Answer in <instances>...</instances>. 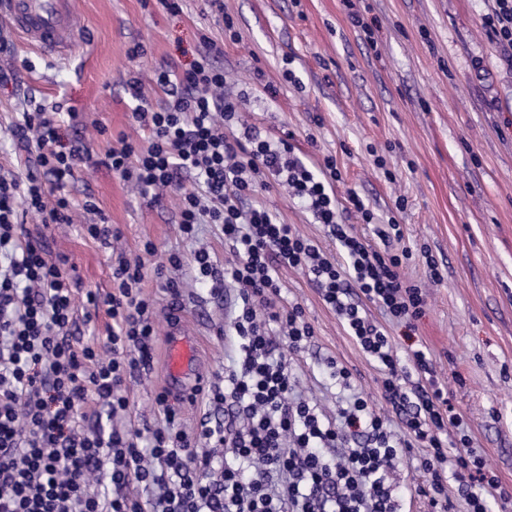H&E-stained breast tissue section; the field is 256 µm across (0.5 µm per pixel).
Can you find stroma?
Wrapping results in <instances>:
<instances>
[{
    "mask_svg": "<svg viewBox=\"0 0 512 512\" xmlns=\"http://www.w3.org/2000/svg\"><path fill=\"white\" fill-rule=\"evenodd\" d=\"M376 47H369L347 19L343 0H224L234 29L225 31L203 14L201 0H183L172 15L155 0H78L79 43L72 58L47 56L16 42V83L0 86V166H17L9 132L28 97L59 106L68 115L72 142L88 147L94 165L79 169L65 191L92 195L122 232L119 246L140 252L158 247L156 265L169 254L189 255L207 245L212 259L231 261L216 226L201 225L195 241L178 226V198L162 205L132 190L98 161L131 133L126 82L151 84L168 60L188 65L203 39L223 42L217 63L226 90L260 131L293 132L296 153L321 163L333 158L342 173L339 202L356 192L378 223L396 219L416 253L405 275L427 291V310L416 338L429 350L439 378L455 396L469 433L489 469L512 490V65L483 26L485 0H364ZM146 49L130 58L134 43ZM385 168H378L377 159ZM258 199L285 223L327 252L336 245L303 205L280 187ZM87 217L69 224L28 228L44 236L52 256L67 257L82 290H112L109 252L84 237ZM428 248L442 274L432 282L419 255ZM286 300L297 302L315 327L311 342L291 354L301 388L328 418L344 394L328 377L327 363L346 367L382 414L390 409L377 392L379 371L348 336L299 269L279 271ZM179 324L160 322L145 370L128 384L130 405L104 427L152 423L161 415L158 392L169 391L176 424L190 433L223 419V411L184 395L208 385L230 364L235 350L232 310L224 296L185 283ZM195 337L199 354L181 384L164 368L172 333Z\"/></svg>",
    "mask_w": 512,
    "mask_h": 512,
    "instance_id": "stroma-1",
    "label": "stroma"
}]
</instances>
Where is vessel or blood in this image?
<instances>
[{"instance_id":"vessel-or-blood-1","label":"vessel or blood","mask_w":512,"mask_h":512,"mask_svg":"<svg viewBox=\"0 0 512 512\" xmlns=\"http://www.w3.org/2000/svg\"><path fill=\"white\" fill-rule=\"evenodd\" d=\"M75 0H0V18L29 45L47 55L75 52ZM196 346L186 336L170 338L167 368L170 379L181 378L194 363Z\"/></svg>"}]
</instances>
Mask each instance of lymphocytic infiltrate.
Segmentation results:
<instances>
[{
    "label": "lymphocytic infiltrate",
    "instance_id": "lymphocytic-infiltrate-1",
    "mask_svg": "<svg viewBox=\"0 0 512 512\" xmlns=\"http://www.w3.org/2000/svg\"><path fill=\"white\" fill-rule=\"evenodd\" d=\"M483 24L512 61V0H489ZM221 44L205 42L190 67L155 70V105L137 77L127 86L137 137L123 136L102 164L151 203L163 190L179 198V226L195 238L199 225L219 227L233 259L218 266L207 249L190 258L171 254L172 269L191 268L195 284L214 295L237 290V362L207 389L223 410L215 426L191 434L175 427L167 393L155 397L163 420L154 425L86 430L89 404L110 415L129 406L127 380L149 364L159 310L144 292L157 253L146 242L129 258L111 253L113 289L79 292L64 257H50L41 236L26 228L68 224L74 210L93 215L85 236L103 244L119 238L92 197L74 200L63 188L92 156L67 144L64 115L44 105L23 111L10 128L18 148L34 153L25 171L0 172V512H402L398 467L421 472L433 512H449L457 491L468 512H490L512 501L472 446L463 414L437 380L423 349L399 357L392 334L411 336L425 313L421 285L405 277L413 258L396 221L378 224L358 194L348 201L373 227L372 246L345 223L336 199L341 179L333 159L310 166L294 153L293 133L261 135L242 125L224 94V70L214 64ZM194 177L185 186L181 174ZM288 187L340 248L328 255L294 225L262 204L242 199ZM303 270L324 304L378 368L384 416L356 391L351 372L328 362L329 375L349 397L329 419L295 393L280 342L299 351L314 336L300 304L284 303L278 272ZM383 314L373 319L367 304ZM106 312L102 346H74L75 310ZM144 485L147 499L124 491Z\"/></svg>",
    "mask_w": 512,
    "mask_h": 512
}]
</instances>
